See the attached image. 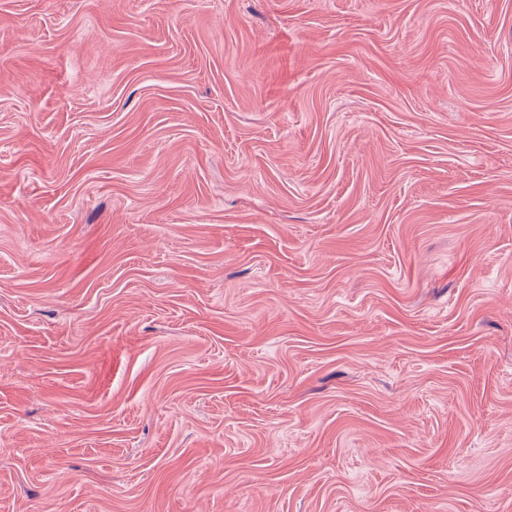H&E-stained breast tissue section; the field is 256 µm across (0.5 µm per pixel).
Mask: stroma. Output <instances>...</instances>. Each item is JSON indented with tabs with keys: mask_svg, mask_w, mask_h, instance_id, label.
<instances>
[{
	"mask_svg": "<svg viewBox=\"0 0 512 512\" xmlns=\"http://www.w3.org/2000/svg\"><path fill=\"white\" fill-rule=\"evenodd\" d=\"M0 512H512V0H0Z\"/></svg>",
	"mask_w": 512,
	"mask_h": 512,
	"instance_id": "1",
	"label": "stroma"
}]
</instances>
